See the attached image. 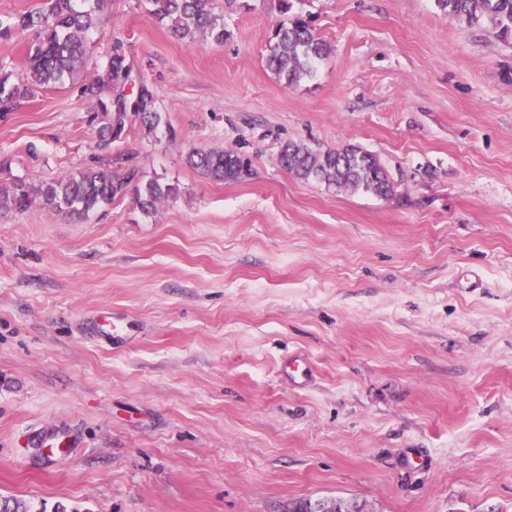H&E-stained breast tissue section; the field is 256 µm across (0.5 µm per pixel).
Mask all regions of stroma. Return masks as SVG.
Returning <instances> with one entry per match:
<instances>
[{"label":"stroma","instance_id":"stroma-1","mask_svg":"<svg viewBox=\"0 0 512 512\" xmlns=\"http://www.w3.org/2000/svg\"><path fill=\"white\" fill-rule=\"evenodd\" d=\"M291 3L327 47L299 84L267 64L278 0H212L221 44L108 0L84 71L0 112V185L138 170L88 219L0 209V494L31 512H512V43L435 0ZM113 51L165 125L107 145L82 87ZM287 139L404 180L298 179ZM152 179L178 193L148 216ZM187 162L215 181H238L249 171L238 155L224 150L196 149L188 154Z\"/></svg>","mask_w":512,"mask_h":512}]
</instances>
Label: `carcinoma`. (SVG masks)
<instances>
[{"instance_id":"cac0c4a2","label":"carcinoma","mask_w":512,"mask_h":512,"mask_svg":"<svg viewBox=\"0 0 512 512\" xmlns=\"http://www.w3.org/2000/svg\"><path fill=\"white\" fill-rule=\"evenodd\" d=\"M80 0H47V7L35 13H24L3 25L0 37L12 31L32 30L25 71L14 76L0 63V111H9L28 98L38 87L74 79L85 68L90 55L89 32L102 21L107 0H94L88 10L78 8ZM440 10L463 28H486L502 40L512 39V0H435ZM150 15L168 24L182 38L198 37L216 43L224 42V19L214 13L210 0H147ZM268 65L289 85L310 78L316 60L326 53L323 41L310 23L295 16L280 24L273 32ZM132 82L131 72L119 53H111L82 93L91 97L103 89H115L113 113L102 129L106 143L121 137L129 119L139 121L149 131L159 127L163 118L154 91L141 84L135 94L124 93ZM132 158L118 155L106 167L88 168L75 175L60 178L38 189L22 186H0V208L24 211L36 194L45 206L78 217L97 212L122 195L136 177ZM188 164L215 181H238L248 174V167L237 155L224 150L196 149L187 156ZM282 168L304 181H316L328 188L350 190L380 198L396 194L393 175L380 158L363 148L346 144L336 149L314 150L288 140L278 153ZM177 194L173 185L157 181L145 183L137 194L140 209L150 214L166 199Z\"/></svg>"}]
</instances>
